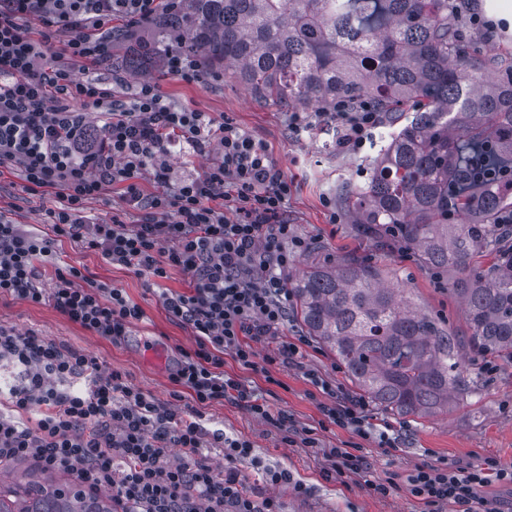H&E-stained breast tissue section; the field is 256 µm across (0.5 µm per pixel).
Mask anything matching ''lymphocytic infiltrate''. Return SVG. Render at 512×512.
Segmentation results:
<instances>
[{"label": "lymphocytic infiltrate", "instance_id": "1", "mask_svg": "<svg viewBox=\"0 0 512 512\" xmlns=\"http://www.w3.org/2000/svg\"><path fill=\"white\" fill-rule=\"evenodd\" d=\"M159 2L0 0V169L19 166L26 192L51 190L60 200L49 213L51 238L0 221V295L52 300L73 323L117 341L142 320L141 308L119 289L81 286L74 268L59 272L52 290L41 288L34 261L50 254L51 239L84 242L104 259L155 278L181 268L192 290L165 292L161 300L195 335L194 348L182 351L170 379L196 408L190 418L177 417L121 374L104 370L97 358L0 326V360L21 372L20 381L6 387L8 399L15 411L38 414L32 422L0 418V465L30 460L65 471L89 489H111L115 512H280L277 500L258 502L244 490L238 465L252 455L247 440L224 438L223 471L204 462L199 407L229 400L280 431L291 430L285 413L272 411L256 388L222 370L228 353L243 368L256 369L255 344L277 336L286 319L284 274L295 251L306 247L284 218L288 178L265 146L232 120L174 106L150 81L118 99L97 78L76 79L68 66L108 54L114 18H125L126 37H135L156 18ZM31 20L65 35L63 47L34 41ZM77 100L100 112L99 139H90L85 113L73 106ZM325 119L336 123L338 146L355 151L373 143L384 126L383 114L363 101L337 103L328 114L294 113L291 128L299 135ZM176 137L214 154L202 176L171 182L166 159ZM148 169L164 192L144 194L141 179ZM228 184L236 192L230 216L215 205ZM115 185L141 219L86 222L85 202ZM307 377L328 398L320 406L327 422L370 435L362 399L317 372ZM75 378L88 379V391L71 389ZM174 448L184 455L172 464ZM493 478L512 481V470L493 459L476 468L423 464L409 471L406 486L429 506L503 512L478 496Z\"/></svg>", "mask_w": 512, "mask_h": 512}]
</instances>
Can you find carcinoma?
I'll list each match as a JSON object with an SVG mask.
<instances>
[{"mask_svg": "<svg viewBox=\"0 0 512 512\" xmlns=\"http://www.w3.org/2000/svg\"><path fill=\"white\" fill-rule=\"evenodd\" d=\"M468 29L456 0H161L152 39L121 66L143 70L176 49L279 104L368 100L393 122L416 107L341 202L363 238L400 239L432 274H453L470 335L414 309L355 258L285 281L307 333L361 396L397 417L446 412L474 393L465 346L512 362V243L498 224L512 212V181L467 178L481 154L512 165V53L475 49ZM10 475L0 471V512H113L110 489L38 467Z\"/></svg>", "mask_w": 512, "mask_h": 512, "instance_id": "cac0c4a2", "label": "carcinoma"}]
</instances>
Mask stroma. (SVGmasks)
Segmentation results:
<instances>
[{
    "label": "stroma",
    "instance_id": "35a3bbf8",
    "mask_svg": "<svg viewBox=\"0 0 512 512\" xmlns=\"http://www.w3.org/2000/svg\"><path fill=\"white\" fill-rule=\"evenodd\" d=\"M479 5L486 20L493 24L494 36L488 41L483 30L472 29L474 44L488 52L499 45L512 47V0H480ZM150 79L173 105L207 112L218 120H232L242 132L264 144L285 172L291 184L285 215L296 236L306 243L305 250L289 266V274L301 273L314 263L360 258L376 264L383 278L399 285L414 307L435 316L457 335H468L464 306L449 292L446 281L437 280L420 264L414 248L398 241L384 248L376 246L360 237L355 225L349 223L339 203V190L365 181L369 175L367 163L375 158V151L357 154L338 149L333 126L328 122L313 125L302 136L293 135L290 108L259 99L230 74L218 81L188 84L161 67L152 71ZM22 185L18 170L0 173V219L22 230L45 234L47 213L57 207V198L51 193L27 194ZM84 214L97 224L111 223L116 215L127 222L140 217L139 211L127 207L116 187L88 200ZM35 267L38 282L46 289L55 287L58 270L76 268L88 281L120 289L130 304L143 310L144 317L130 326L124 339L114 342L71 322L51 302L37 304L2 295L0 326L20 333L32 331L93 355L103 369L120 372L128 383L151 394L178 416L188 417L194 402L186 394L174 396L169 377L181 350L193 349L195 339L191 329L173 320L160 301L162 291L183 293L191 289L190 278L180 268H170L167 278L155 279L110 263L83 243L67 239L56 242L51 259L36 262ZM279 340L255 346L258 359L269 362L266 374L242 369L229 354L224 357L223 370L256 387L272 410L288 414L295 442H285L280 430L259 421L235 402L217 401L201 409L206 430L203 457L213 468L224 466V450L213 435L225 433L248 440L254 458L263 467L288 469L295 482L309 489L308 494L300 496L292 485L270 484L261 469L244 462L240 465L244 487L255 501L275 498L281 512H426L423 501L413 497L404 485L405 475L413 466L443 462L478 465L493 458L503 468H512V363L465 352L478 389L463 405L445 413L396 418L369 410L370 422L378 427L391 426L397 439L395 447L383 448L377 438H364L325 424L320 405L326 397L306 379L305 372L319 371L344 392H351L335 356L314 342L301 347L293 360L283 362L275 357ZM152 345L167 350L165 363L145 358V349ZM309 429L323 446L361 449L369 462L368 471L326 479L321 455L302 442ZM390 479L396 487L387 497L370 493L368 482Z\"/></svg>",
    "mask_w": 512,
    "mask_h": 512
}]
</instances>
